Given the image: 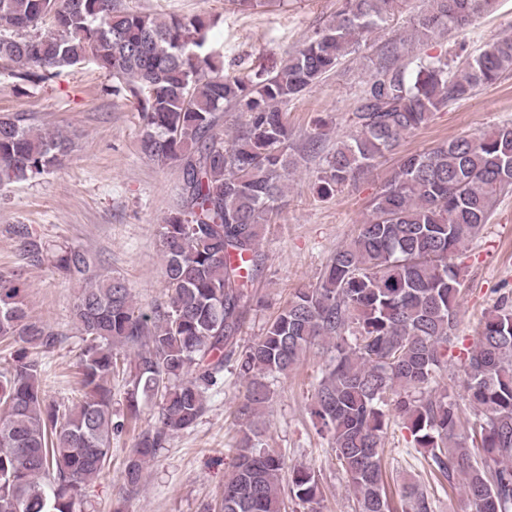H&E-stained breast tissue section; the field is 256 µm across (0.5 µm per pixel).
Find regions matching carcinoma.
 <instances>
[{"mask_svg": "<svg viewBox=\"0 0 512 512\" xmlns=\"http://www.w3.org/2000/svg\"><path fill=\"white\" fill-rule=\"evenodd\" d=\"M410 37L385 47L353 102L354 131L336 142L317 172L328 197L369 173L403 137L452 103L512 73V37L483 45L455 68L448 53L420 56L412 45L460 32L497 0H426ZM405 0H338L336 16L273 70L224 74L198 15L161 19L120 0H0V60L21 80L94 63L141 113L140 150L182 172L181 203L161 224L167 300L145 311L125 279L90 273L77 248L52 250L16 224L25 259L81 280L73 316L83 336L82 397L47 400L41 354L60 334L36 320L27 286L0 274V344L13 348L0 367V509L82 512L88 488L105 473L114 437L159 401L156 423L138 433L124 480L139 484L144 465L176 434L196 425L206 394L236 362L246 383L237 413L242 435L222 512H283L285 498L313 504L323 489L312 468L286 466L265 447L261 410L269 378L286 375L311 346L332 353L311 414L330 437L355 512H396L385 492L382 440L399 419L430 472L462 483L475 512H512V295L484 314L465 349L464 390L476 411L462 423L456 399L429 388L448 368L462 292L453 262L477 238L500 197L512 191V124L494 125L403 157L375 193L356 236L336 250L315 286L299 288L256 342L238 336L263 264L261 227L280 213L297 160L288 153V105L359 50ZM244 116L234 137L218 132L220 113ZM68 150L21 113H0V187L56 168ZM133 350L123 419L113 420L110 377L120 350ZM288 471V485L282 472ZM401 512H433L417 482L404 485Z\"/></svg>", "mask_w": 512, "mask_h": 512, "instance_id": "1", "label": "carcinoma"}]
</instances>
